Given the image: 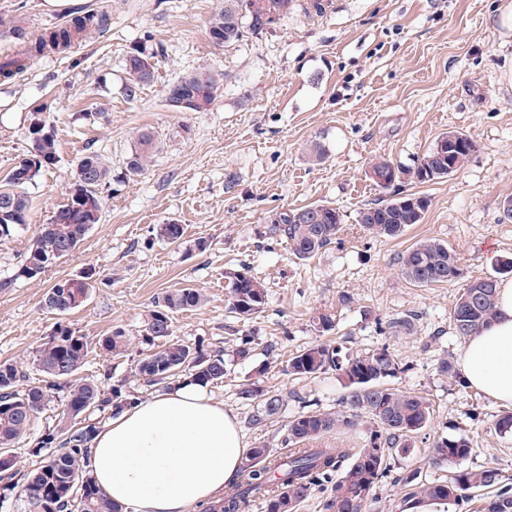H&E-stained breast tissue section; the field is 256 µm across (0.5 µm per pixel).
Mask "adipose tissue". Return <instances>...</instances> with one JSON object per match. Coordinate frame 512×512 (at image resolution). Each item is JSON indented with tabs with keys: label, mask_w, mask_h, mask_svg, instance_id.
<instances>
[{
	"label": "adipose tissue",
	"mask_w": 512,
	"mask_h": 512,
	"mask_svg": "<svg viewBox=\"0 0 512 512\" xmlns=\"http://www.w3.org/2000/svg\"><path fill=\"white\" fill-rule=\"evenodd\" d=\"M459 368L468 386L512 407V281L500 284L496 317L468 338ZM89 448L93 478L129 512H191L221 498L246 452L236 416L188 380L132 400Z\"/></svg>",
	"instance_id": "ef3b65f1"
}]
</instances>
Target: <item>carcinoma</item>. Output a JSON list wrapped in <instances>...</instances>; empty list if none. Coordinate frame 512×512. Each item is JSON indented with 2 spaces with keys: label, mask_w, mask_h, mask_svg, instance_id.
Here are the masks:
<instances>
[{
  "label": "carcinoma",
  "mask_w": 512,
  "mask_h": 512,
  "mask_svg": "<svg viewBox=\"0 0 512 512\" xmlns=\"http://www.w3.org/2000/svg\"><path fill=\"white\" fill-rule=\"evenodd\" d=\"M295 0H224L208 23L207 34L215 46H231L244 34L263 32V19L274 9L268 23L275 24L292 11ZM8 32L18 41L20 51L15 58L0 61V75L10 78L23 69V60L42 56L49 51H62L72 42V33L64 28L53 30L35 40L29 39L25 19L16 16L9 22ZM154 54L145 47L133 49L126 56L125 93L133 99L155 76ZM224 81V73L199 68L183 74L166 91V100L179 97L194 100L193 112H206L214 103ZM47 105L30 116V134L34 136L35 162L16 164L0 180V240L13 236L28 223L31 210L26 187L40 170L54 164L58 144L55 131L47 126ZM441 137L461 141L463 151L444 162L437 152L438 144L422 156L412 168L395 170L392 162L380 158L369 169L392 172V181L399 175L415 177L425 167L432 171L429 181L443 179L457 171L478 148L465 133L449 131ZM158 147L154 133L142 131L127 163L128 172L140 174ZM110 183V170L95 152L84 154L76 167L69 187L67 202L61 205L49 222L38 225L32 242L18 268L17 276L39 277L57 260L72 254L92 225L99 223L103 197L99 188ZM428 200L405 194L383 200L363 209L358 223L369 232L386 237L401 235L410 224L424 217ZM343 215L328 204H312L282 212L273 221V233L284 238L294 254L306 259L336 240L341 231ZM157 237L177 243L184 235L180 224L156 225ZM406 278L419 286L451 282L461 275L458 259L448 244L439 239H426L411 246L402 257ZM227 305L237 318L246 322L261 312L266 303L264 286L248 269L225 271ZM82 288L70 287V281H58L47 291L44 308L66 315L82 306L94 285L92 276L84 277ZM499 278L476 279L462 289L450 315L455 334L467 338L489 325L496 314V292ZM204 297L196 288L185 286L166 292L142 318V339L149 345L137 360L133 376L143 385L157 391L168 390L189 379L202 384L224 380L226 360L221 347L205 350L174 338L173 314L199 306ZM92 342L76 329L58 324L47 341L35 350L36 369L44 374L42 385L26 384L28 362H0V501L20 489L24 512H124L93 480L88 465V443L96 431L90 416L116 414L128 403L124 384H113L109 390L78 377V372L91 352ZM102 353L120 358L127 353L130 339L122 330L97 341ZM336 371L344 379L346 394L344 410L336 413L306 412L288 422L287 441L292 444L315 441L346 425L355 424L367 415L376 429L369 444L355 452L348 449L292 448L277 454L266 444L253 448L224 490L223 498L200 506V512H245L253 501L264 503L266 512H295L297 505L313 489L329 490L324 502L325 512H363L373 491L382 482L386 458L392 453L406 455L415 447L416 435L431 418L427 398L386 385L385 380L405 371L388 347L364 354H344L341 348L314 344L288 360L286 371L294 376L314 377ZM64 392L62 410L57 424L40 435L32 455L39 458L36 468L27 473L14 470L15 456L11 447L21 438L37 414L53 402L54 392ZM240 397L257 403L253 423L260 425L277 415L283 399L249 383L241 387ZM470 441L463 437H442L430 449V459L437 466L451 465L465 459ZM403 486L413 487L411 497L450 512L469 501L472 494L482 493L483 512H512V483L495 467L472 471L460 469L446 480H421L420 471L412 470L402 478Z\"/></svg>",
  "instance_id": "cac0c4a2"
}]
</instances>
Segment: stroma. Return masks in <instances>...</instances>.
Instances as JSON below:
<instances>
[{
  "label": "stroma",
  "instance_id": "stroma-1",
  "mask_svg": "<svg viewBox=\"0 0 512 512\" xmlns=\"http://www.w3.org/2000/svg\"><path fill=\"white\" fill-rule=\"evenodd\" d=\"M502 3L327 0L321 13L299 6L268 31L217 47L207 24L219 0H70L58 9L46 0H0V18L26 17L33 39L90 14L102 19L63 52L0 78V177L30 157L29 116L39 105L49 104L58 140L56 162L27 187V228L0 242V362L32 358L60 323L93 340L121 329L131 339L126 357L90 354L79 375L121 380L135 397L149 396L132 376L143 350L141 315L167 290L190 286L206 301L175 313L176 336L228 354L250 342V358L229 361L211 388L237 417L247 448L287 451L294 416L342 410L346 388L337 372H286L297 351L322 342L350 354L386 346L406 366L390 386L426 397L432 413L414 452L390 458L391 475L364 512H408L394 481L403 470L448 477V467L428 456L441 437L469 439L463 467L512 477V435L494 429L503 407L439 369L464 347L450 324L462 289L512 261V220L502 216L512 197V32L499 23ZM139 46L155 54V79L131 100L123 60ZM200 67L225 74L215 102L205 112L172 111L167 88ZM145 128L159 145L147 170L133 175L127 161ZM450 130L479 148L448 178L402 179L390 190L369 178L371 159L414 166ZM313 140L327 151L322 162L306 153ZM89 151L112 171L99 223L44 274L16 278L35 228L66 202L77 161ZM395 192L428 199L422 222L395 238L364 230L359 212ZM314 203L339 208L344 223L336 241L301 259L271 221ZM166 222L183 225L180 242L153 236V225ZM428 238L457 253L460 278L423 287L405 278L401 255ZM240 266L267 291L263 310L245 323L230 313L224 288L225 270ZM90 270L96 283L81 307L64 316L44 309L52 284ZM322 314L334 319L330 333L316 329ZM252 381L283 398L280 413L259 428L238 395Z\"/></svg>",
  "mask_w": 512,
  "mask_h": 512
}]
</instances>
